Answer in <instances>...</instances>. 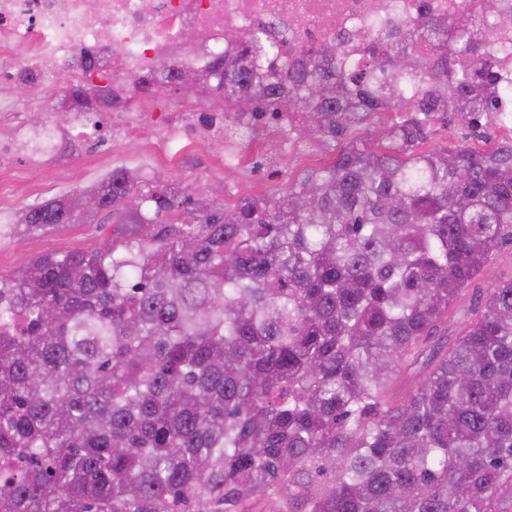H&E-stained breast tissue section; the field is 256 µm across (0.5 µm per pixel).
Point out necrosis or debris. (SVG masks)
<instances>
[{"mask_svg":"<svg viewBox=\"0 0 512 512\" xmlns=\"http://www.w3.org/2000/svg\"><path fill=\"white\" fill-rule=\"evenodd\" d=\"M370 0H0V83H26L31 97L62 89L82 74L70 62L80 49L111 54L105 68L126 97L122 109L71 115L80 143L92 152L128 144L143 133L137 163L167 166L192 152L247 180H273L285 147L277 128L260 125L250 151L232 114L168 102L158 109L133 90L140 72L176 64L202 73L224 33L261 28L279 47L325 44L344 36L355 47L374 36ZM402 17L444 13L465 4L472 18L512 0H387ZM22 128L0 135V187L18 192L32 166L20 149Z\"/></svg>","mask_w":512,"mask_h":512,"instance_id":"necrosis-or-debris-1","label":"necrosis or debris"}]
</instances>
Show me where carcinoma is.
<instances>
[{"label": "carcinoma", "instance_id": "cac0c4a2", "mask_svg": "<svg viewBox=\"0 0 512 512\" xmlns=\"http://www.w3.org/2000/svg\"><path fill=\"white\" fill-rule=\"evenodd\" d=\"M371 9L356 56L281 63L229 31L206 74L136 82H194L244 125L298 115L330 157L287 188L226 207L117 167L84 209H21L29 233L123 231L0 275V512H512V279L462 307L512 244V137L453 138L512 96L481 51L512 13ZM103 63L81 50L57 107L119 106Z\"/></svg>", "mask_w": 512, "mask_h": 512}]
</instances>
